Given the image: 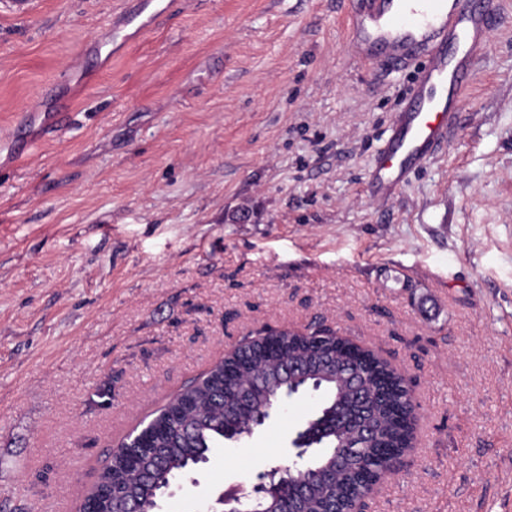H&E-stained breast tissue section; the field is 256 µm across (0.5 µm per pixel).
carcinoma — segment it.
<instances>
[{"label": "carcinoma", "mask_w": 512, "mask_h": 512, "mask_svg": "<svg viewBox=\"0 0 512 512\" xmlns=\"http://www.w3.org/2000/svg\"><path fill=\"white\" fill-rule=\"evenodd\" d=\"M346 338L325 341L320 331L268 336L238 348L201 379L183 388L139 431L112 450L99 473L95 512H162L165 491L186 472L209 461L229 441L268 416L281 397L313 392L317 404L296 430L307 448L299 461L280 465L265 492L242 500L241 512H347L365 481L387 475L412 433L408 391L377 355L357 348L342 353ZM294 364L301 371L285 379ZM364 374L374 398L364 403L345 377Z\"/></svg>", "instance_id": "cac0c4a2"}]
</instances>
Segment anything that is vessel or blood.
<instances>
[{
	"instance_id": "obj_1",
	"label": "vessel or blood",
	"mask_w": 512,
	"mask_h": 512,
	"mask_svg": "<svg viewBox=\"0 0 512 512\" xmlns=\"http://www.w3.org/2000/svg\"><path fill=\"white\" fill-rule=\"evenodd\" d=\"M348 5L349 47L356 58L390 67L425 60L369 175L370 194L389 200L435 157L455 127L501 0H348ZM21 121L48 131L56 128L59 114L40 105Z\"/></svg>"
}]
</instances>
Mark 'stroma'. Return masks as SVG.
<instances>
[{
    "instance_id": "obj_1",
    "label": "stroma",
    "mask_w": 512,
    "mask_h": 512,
    "mask_svg": "<svg viewBox=\"0 0 512 512\" xmlns=\"http://www.w3.org/2000/svg\"><path fill=\"white\" fill-rule=\"evenodd\" d=\"M0 11V512H75L114 444L264 328L406 378L415 446L368 512H512V0L434 161L366 192L414 66L348 53L342 0ZM66 102L27 157L14 114ZM283 400L165 497L208 512L286 463Z\"/></svg>"
}]
</instances>
